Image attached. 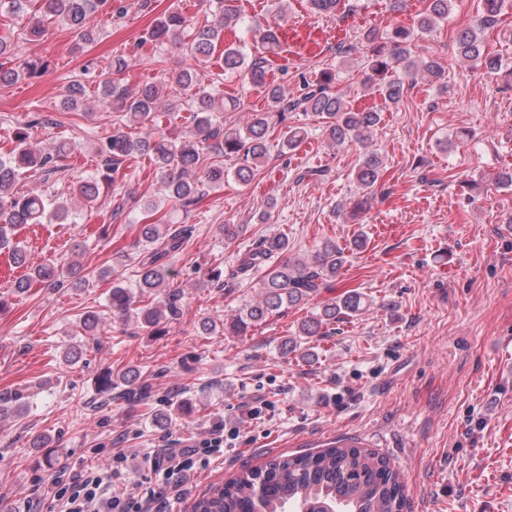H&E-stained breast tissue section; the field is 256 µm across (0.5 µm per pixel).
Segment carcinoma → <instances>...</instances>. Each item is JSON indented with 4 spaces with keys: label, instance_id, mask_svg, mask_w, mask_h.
<instances>
[{
    "label": "carcinoma",
    "instance_id": "1",
    "mask_svg": "<svg viewBox=\"0 0 512 512\" xmlns=\"http://www.w3.org/2000/svg\"><path fill=\"white\" fill-rule=\"evenodd\" d=\"M213 9L204 22H192L178 12H170L148 32V40L164 48L188 52L196 62L194 67L182 68L168 77L176 91L192 92L193 109L189 125L179 137H168L152 131L149 122L161 110L178 111V104L162 100V88L146 83L132 92L120 83L118 76L129 67L128 57L115 54L109 62L112 79L103 83L101 96L105 108L127 119V129H117L98 140L96 153L102 158V174L77 182L67 197L48 193L38 188L16 189L21 177L32 173L43 183L64 170L61 161L78 145L57 141L45 149H37L30 142V129L43 124L34 117L15 125V148L0 157V250L9 253L12 263L26 264V251L13 241L16 224H77L82 210L93 207L100 189L110 187L124 162L136 156H149L154 162L155 176L163 195L189 211L204 195V188L224 187V159L241 157L235 171L236 180L248 183L255 177L271 153L273 134L271 116L285 120L289 108L300 105L323 120L327 139L334 145L364 144L381 121L380 112L348 104L332 90L336 74L328 71L320 81L296 102L288 100L285 89L266 80V56L276 52L280 44L279 32L269 27L260 34L265 55L247 61L241 47L224 42V32L243 23L235 5L236 0H211ZM454 0H427L426 11L408 29L396 26L382 37V42L369 40L368 74L366 83L374 86L388 105L398 104L403 95V77H425L432 82H443L445 73L431 57L414 58L411 45L415 37L431 32L448 19ZM17 13H30L32 25L23 31L25 36H39L46 25L56 22L81 32L82 39L94 41L93 29L87 27L92 13L105 5H113L118 14L128 10L124 0H8ZM503 0H483L482 10L472 23L456 34L457 56L463 63L490 75L504 74L512 87V68L503 69L500 56L489 52L483 33L499 23ZM222 48L224 74L243 75L248 82L264 90L268 111L258 112L239 126L224 125L222 112L239 109L235 99L215 96L199 83L198 66L209 62L217 48ZM51 67V60L42 57H20L14 68L0 69V84H11L19 78L40 77ZM85 86L75 81L66 86L63 105L76 109L83 103ZM306 139L301 126L288 128L277 146L280 153H290ZM381 153L371 150L362 155L354 175L363 190L374 187L383 175ZM192 227L178 221L138 226L137 288L133 292L120 284L112 286L108 308L112 315L128 321L136 320L152 333H159L165 321L178 316L180 289L171 280L170 259L182 250L190 237ZM345 262L344 251L336 243L325 241L307 256L290 254L288 237L273 234L263 237L258 248L238 255L231 280L222 279V269L215 267L208 273L210 282L227 292L235 282L259 277L258 299L233 318L222 321L205 317L199 322V332L211 336L222 332L229 336H246L252 329L282 315L290 308L306 305L328 282L336 278ZM77 288L89 284L81 267L72 263L42 264L14 283V292L25 294L35 284L55 288L65 282ZM371 304L368 295L349 290L326 303L319 312L301 321L295 335L281 342L284 353L296 352L301 339L322 336L330 325L342 323L366 310ZM127 401L143 402L150 398L151 389L142 381L135 366L119 374L105 370L99 377L97 391L112 397L113 390ZM28 412L25 396L20 391L0 392V417L5 414L23 416ZM194 406L182 399L168 404L165 410L153 413L157 423L178 419L188 424ZM53 438L49 434L34 437L33 447L44 449L43 463L54 465ZM407 496L404 475L383 456L357 443L336 442L319 451L299 455H279L264 464L243 470L222 485L213 486L193 505V512H321L327 506L334 512H404Z\"/></svg>",
    "mask_w": 512,
    "mask_h": 512
}]
</instances>
